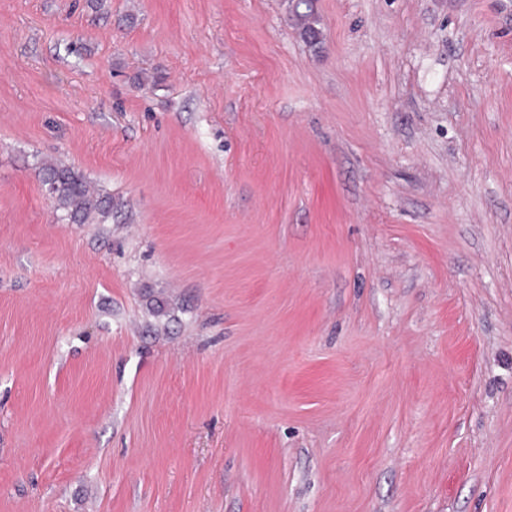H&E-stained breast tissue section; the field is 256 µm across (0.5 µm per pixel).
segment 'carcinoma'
I'll list each match as a JSON object with an SVG mask.
<instances>
[{
	"label": "carcinoma",
	"instance_id": "obj_1",
	"mask_svg": "<svg viewBox=\"0 0 512 512\" xmlns=\"http://www.w3.org/2000/svg\"><path fill=\"white\" fill-rule=\"evenodd\" d=\"M293 25L299 35L311 44L320 41L314 0H297L292 12ZM42 183L54 199L56 209L71 224H87L96 217L112 214V197L92 192L83 175L73 167L59 162L44 161L39 166Z\"/></svg>",
	"mask_w": 512,
	"mask_h": 512
}]
</instances>
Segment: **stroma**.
Returning a JSON list of instances; mask_svg holds the SVG:
<instances>
[{"label":"stroma","instance_id":"stroma-1","mask_svg":"<svg viewBox=\"0 0 512 512\" xmlns=\"http://www.w3.org/2000/svg\"><path fill=\"white\" fill-rule=\"evenodd\" d=\"M315 6L0 0V512H512V0ZM292 21L303 39L311 44L319 43L321 31L317 28L319 18L313 0H297L292 12ZM39 174L56 209L69 223L87 224L96 216L105 219L112 214V197L91 192L83 175L73 167L44 161L39 166Z\"/></svg>","mask_w":512,"mask_h":512}]
</instances>
